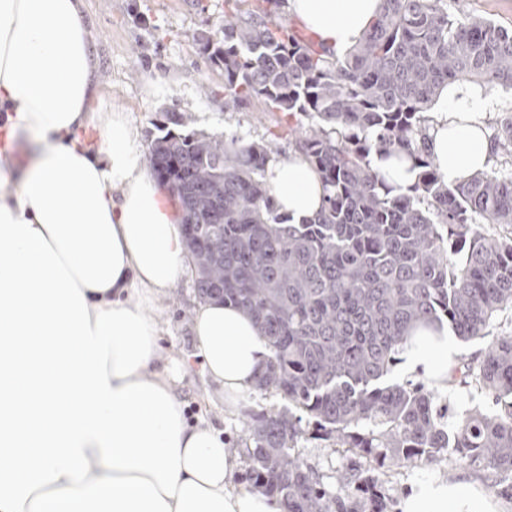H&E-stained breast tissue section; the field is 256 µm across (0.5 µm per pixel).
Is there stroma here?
Returning <instances> with one entry per match:
<instances>
[{"label": "stroma", "instance_id": "stroma-1", "mask_svg": "<svg viewBox=\"0 0 512 512\" xmlns=\"http://www.w3.org/2000/svg\"><path fill=\"white\" fill-rule=\"evenodd\" d=\"M85 22L93 47L98 93L91 103L103 116L125 113L148 137L153 122L165 112H185L193 130L217 136L266 138L286 123L280 112L253 103L229 112L224 108V72L199 51L198 40L213 34L224 16V0H85ZM198 302L191 273H184L166 296L151 306L162 329L159 344L173 361L177 383L191 419L205 418L224 432L228 445L244 446L243 422L248 412L280 409L282 400L252 391L235 412L224 409L217 388L206 383L196 355L192 311ZM301 458L324 483L335 486L346 462L332 442L302 438ZM437 478L464 479L483 495L495 497L497 512H512V501L496 497L485 471L460 469L447 458L419 467H391L384 491L393 512L416 485Z\"/></svg>", "mask_w": 512, "mask_h": 512}]
</instances>
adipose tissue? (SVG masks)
<instances>
[{
	"instance_id": "1",
	"label": "adipose tissue",
	"mask_w": 512,
	"mask_h": 512,
	"mask_svg": "<svg viewBox=\"0 0 512 512\" xmlns=\"http://www.w3.org/2000/svg\"><path fill=\"white\" fill-rule=\"evenodd\" d=\"M381 0H287L336 52L362 37ZM84 0H0V512H282L238 486L219 430L188 423L160 368L147 310L181 277L183 229L147 169L124 113L102 120ZM428 144L448 181L488 169L479 87L449 85ZM271 193L293 220L322 186L300 155L269 162ZM202 373L236 409L270 351L252 316L204 301L193 316ZM456 343L418 325L403 366L447 386ZM401 512H491L464 482L414 489Z\"/></svg>"
}]
</instances>
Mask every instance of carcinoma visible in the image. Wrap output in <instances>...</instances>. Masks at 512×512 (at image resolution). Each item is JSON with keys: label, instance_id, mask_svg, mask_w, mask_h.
<instances>
[{"label": "carcinoma", "instance_id": "carcinoma-1", "mask_svg": "<svg viewBox=\"0 0 512 512\" xmlns=\"http://www.w3.org/2000/svg\"><path fill=\"white\" fill-rule=\"evenodd\" d=\"M275 0H224V24L202 42L224 69V108L258 102L288 115L268 141L183 129L167 112L147 151L178 198L199 299L248 311L270 356L255 388L286 405L246 415L249 481L283 512H391L388 464L438 457L512 472V332L448 386L475 383L501 405L446 425L422 382L385 384L409 332L443 320L464 340L512 308V107L490 123L500 167L455 183L427 145V117L452 84L512 90V30L448 0H382L360 41L341 55L274 18ZM286 136L318 172L320 211L298 224L266 179ZM410 163L401 191L373 158ZM347 453L336 491L296 452L303 436Z\"/></svg>", "mask_w": 512, "mask_h": 512}]
</instances>
